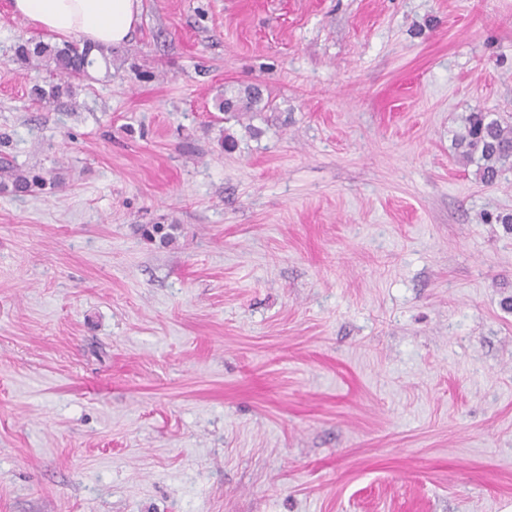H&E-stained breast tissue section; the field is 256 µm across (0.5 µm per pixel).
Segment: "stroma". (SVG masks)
I'll return each instance as SVG.
<instances>
[{
	"label": "stroma",
	"mask_w": 512,
	"mask_h": 512,
	"mask_svg": "<svg viewBox=\"0 0 512 512\" xmlns=\"http://www.w3.org/2000/svg\"><path fill=\"white\" fill-rule=\"evenodd\" d=\"M43 38L0 0V159L62 178L0 193V512H512V163L454 147L512 0H141L51 106Z\"/></svg>",
	"instance_id": "35a3bbf8"
}]
</instances>
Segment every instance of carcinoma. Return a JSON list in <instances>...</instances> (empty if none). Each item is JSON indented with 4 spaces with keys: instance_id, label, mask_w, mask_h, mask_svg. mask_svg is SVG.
Returning a JSON list of instances; mask_svg holds the SVG:
<instances>
[{
    "instance_id": "obj_1",
    "label": "carcinoma",
    "mask_w": 512,
    "mask_h": 512,
    "mask_svg": "<svg viewBox=\"0 0 512 512\" xmlns=\"http://www.w3.org/2000/svg\"><path fill=\"white\" fill-rule=\"evenodd\" d=\"M16 57L28 66L44 70L52 77L48 87L37 86L34 92L46 105L60 97L74 93V83L88 74L93 61L90 47L76 41L51 45L44 42L24 41L15 47ZM459 157L466 163L477 165L481 182L496 181L502 166L512 160V125L490 117L487 112H473L465 121L464 131L455 140ZM56 182L49 171L34 168L21 170L0 162V191L13 196H25ZM174 224H152L144 229L146 239L162 244L172 241Z\"/></svg>"
}]
</instances>
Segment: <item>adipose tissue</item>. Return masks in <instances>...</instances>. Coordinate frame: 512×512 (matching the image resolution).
<instances>
[{"instance_id":"ef3b65f1","label":"adipose tissue","mask_w":512,"mask_h":512,"mask_svg":"<svg viewBox=\"0 0 512 512\" xmlns=\"http://www.w3.org/2000/svg\"><path fill=\"white\" fill-rule=\"evenodd\" d=\"M141 0H11L14 16L43 33L79 35L93 55L122 47L139 19Z\"/></svg>"}]
</instances>
